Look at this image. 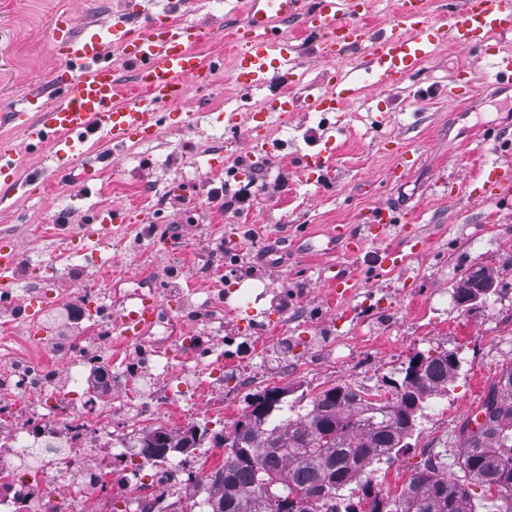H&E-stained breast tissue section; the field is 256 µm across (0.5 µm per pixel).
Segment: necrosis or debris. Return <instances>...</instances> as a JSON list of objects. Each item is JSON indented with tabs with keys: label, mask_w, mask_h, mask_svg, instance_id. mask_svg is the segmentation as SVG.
I'll use <instances>...</instances> for the list:
<instances>
[{
	"label": "necrosis or debris",
	"mask_w": 512,
	"mask_h": 512,
	"mask_svg": "<svg viewBox=\"0 0 512 512\" xmlns=\"http://www.w3.org/2000/svg\"><path fill=\"white\" fill-rule=\"evenodd\" d=\"M265 293L253 288L224 292L226 310L248 311L237 335L251 336L250 353L264 356L269 321L260 319ZM104 302L97 289L79 283L69 298L79 319L51 326V344L72 367L66 386L57 384L56 362L36 363L25 349L41 346V337L17 341L0 335V351L22 393L0 396V512H170L188 487L205 485L224 465L221 449L206 448L193 459L154 457L139 446L142 436L175 435L193 416L230 421L225 411L224 376L240 385L249 377L223 351L177 350L156 341L139 361L116 347L107 370L117 382L112 399L100 404L84 373L95 359L87 347Z\"/></svg>",
	"instance_id": "4bbe7bcc"
}]
</instances>
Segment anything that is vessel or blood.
I'll use <instances>...</instances> for the list:
<instances>
[{"instance_id": "b4317fda", "label": "vessel or blood", "mask_w": 512, "mask_h": 512, "mask_svg": "<svg viewBox=\"0 0 512 512\" xmlns=\"http://www.w3.org/2000/svg\"><path fill=\"white\" fill-rule=\"evenodd\" d=\"M243 15L236 30L240 49L235 56L233 83L245 92L271 91L280 118L298 111L341 112L361 89L337 72L335 86L305 97L294 93L299 46L281 27L299 21L304 32L317 36L316 56L334 64L343 55L361 52V67L374 86L396 88L417 73L435 43L449 39L459 48L483 50L489 34L512 36V0H450L436 18L425 12L424 0H396L397 21L378 35L363 26L371 0H228ZM195 0H156L153 10H137L111 19L106 30L89 36L67 14L55 22L53 51L60 59L49 77L47 95H32L11 105L8 120L16 137L0 142V184H23L30 153L51 149L81 169L80 179L95 177L90 156L100 150L152 140L171 104L184 103L192 91L209 87L224 69L220 54L202 55L198 44L223 39L224 29L195 16ZM374 48H367V41ZM120 56L131 73L130 83L115 73L113 56ZM492 77L512 86V52L495 54ZM483 197H512V163L493 161L481 189ZM407 206H375L363 231L348 226L329 234L327 252L346 247L360 251L365 240L379 239L392 225L409 224ZM77 237L81 251L106 247L112 237L108 224H82ZM19 246L0 240V293H11L17 280ZM158 297L131 296L113 317L124 341L141 338L151 326Z\"/></svg>"}]
</instances>
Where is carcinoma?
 <instances>
[{"mask_svg":"<svg viewBox=\"0 0 512 512\" xmlns=\"http://www.w3.org/2000/svg\"><path fill=\"white\" fill-rule=\"evenodd\" d=\"M448 355L413 357L390 402H376L364 390L336 384L322 390L311 408L293 419L276 415L271 389L263 402L260 428L224 439V467L210 478V502L219 512H338L324 508L339 500L343 512H474L472 485L495 490L499 512H512V366L488 390L477 434L463 423L457 464L462 475L448 478L429 459L397 496L384 494L365 474L385 454L409 447L428 399L441 392L458 369ZM335 426L322 441L320 425ZM182 447L181 435L156 437L153 455ZM355 485L346 491L349 485Z\"/></svg>","mask_w":512,"mask_h":512,"instance_id":"carcinoma-1","label":"carcinoma"}]
</instances>
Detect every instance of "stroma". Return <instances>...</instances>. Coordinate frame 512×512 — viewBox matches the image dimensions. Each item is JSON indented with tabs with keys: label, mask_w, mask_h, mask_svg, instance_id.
<instances>
[{
	"label": "stroma",
	"mask_w": 512,
	"mask_h": 512,
	"mask_svg": "<svg viewBox=\"0 0 512 512\" xmlns=\"http://www.w3.org/2000/svg\"><path fill=\"white\" fill-rule=\"evenodd\" d=\"M150 0H0V104L20 103L42 88L57 65L49 50L56 14L80 12L85 23L101 24ZM488 52L468 53L446 42L435 47L422 70L398 90L366 88L342 112H303L280 127L271 95H244L233 86L235 57L222 44L224 71L212 87L192 92L188 106H175L155 139L101 153L99 176L82 189L60 174L46 152L30 157L42 171L48 191L36 186L7 192L0 201V237L21 248L25 266L50 267L41 287L63 300L77 286L89 261L145 275L158 289L179 333L221 336L235 321L220 306L228 280L224 240L237 244V278L253 279L269 295L304 303L305 327L278 321V337L267 357L252 367L245 387L225 380L234 418L249 412L252 394L283 391L292 405L336 383L390 397L413 356L454 354L460 366L448 384L455 406L451 417L428 402L410 447L397 461L410 478L427 459L440 461L448 475L459 473L456 453L468 409H479L502 369L512 364V204L488 203L462 193L447 199L430 186L440 177L476 175L493 162L492 147L471 152L469 143L486 128L512 134V88L493 85L490 56L512 50V36L490 37ZM462 81H452V74ZM481 88L469 96L462 85ZM240 110L244 127L273 131L280 143L267 180L284 176L279 193L257 194L246 216L219 213L207 203L211 187L231 183L233 168L259 164L256 143L241 130L209 122V114ZM332 144L330 168L307 167L308 155ZM403 157L401 178L388 174ZM380 203L416 207L420 221L393 227L383 241L368 243L356 257L322 255L327 233L336 225H365ZM137 207L135 223L114 221L111 246L88 257L64 250L78 224L99 211ZM421 237L396 269L379 265V250L405 246ZM486 268L496 281L487 298L458 304L451 295L464 275ZM348 273L357 288L352 299L330 300L326 281ZM385 292L392 303L379 314L367 305L371 292ZM449 303H442V296ZM356 318L342 329L332 321L340 310Z\"/></svg>",
	"instance_id": "35a3bbf8"
}]
</instances>
